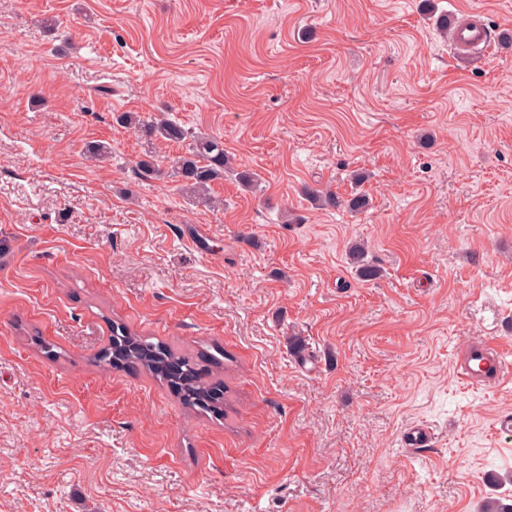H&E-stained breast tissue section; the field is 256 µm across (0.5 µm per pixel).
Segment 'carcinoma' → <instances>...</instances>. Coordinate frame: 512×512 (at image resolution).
<instances>
[{"label": "carcinoma", "mask_w": 512, "mask_h": 512, "mask_svg": "<svg viewBox=\"0 0 512 512\" xmlns=\"http://www.w3.org/2000/svg\"><path fill=\"white\" fill-rule=\"evenodd\" d=\"M115 120L135 130L148 144L156 140L181 143L189 135L179 122L167 115L145 119L134 112H122ZM170 168L183 190L203 203L211 202V183L226 172H234L224 142L209 134L193 136V143L184 154L172 160ZM99 362L115 368L140 367L178 390L186 408L215 416L224 414L220 389L192 357L154 344L123 326L112 329V343L101 353Z\"/></svg>", "instance_id": "1"}]
</instances>
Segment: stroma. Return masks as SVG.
Wrapping results in <instances>:
<instances>
[{
	"mask_svg": "<svg viewBox=\"0 0 512 512\" xmlns=\"http://www.w3.org/2000/svg\"><path fill=\"white\" fill-rule=\"evenodd\" d=\"M433 3L0 0V512L512 497V0ZM441 14L500 37L461 62ZM121 112L222 138L221 207L138 175ZM116 323L211 368L223 416L96 363ZM482 340L505 347L494 388L456 373ZM432 442L433 432L424 424H416L406 433L405 446L413 451L430 448Z\"/></svg>",
	"mask_w": 512,
	"mask_h": 512,
	"instance_id": "obj_1",
	"label": "stroma"
}]
</instances>
